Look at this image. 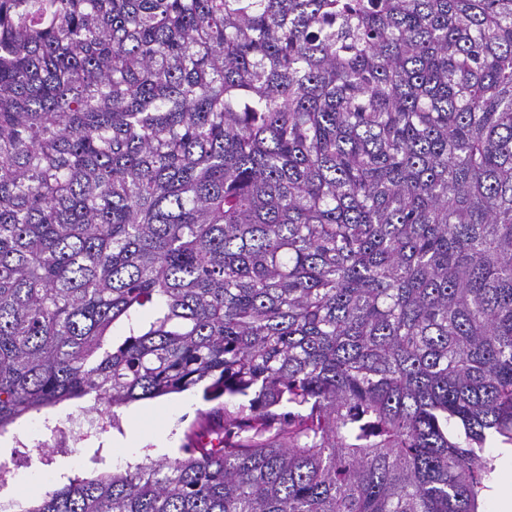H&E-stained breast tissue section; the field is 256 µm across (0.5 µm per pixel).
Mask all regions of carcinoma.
I'll list each match as a JSON object with an SVG mask.
<instances>
[{
    "label": "carcinoma",
    "instance_id": "obj_1",
    "mask_svg": "<svg viewBox=\"0 0 512 512\" xmlns=\"http://www.w3.org/2000/svg\"><path fill=\"white\" fill-rule=\"evenodd\" d=\"M192 389L29 512H481L512 0H0V430Z\"/></svg>",
    "mask_w": 512,
    "mask_h": 512
}]
</instances>
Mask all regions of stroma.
<instances>
[{
    "instance_id": "obj_1",
    "label": "stroma",
    "mask_w": 512,
    "mask_h": 512,
    "mask_svg": "<svg viewBox=\"0 0 512 512\" xmlns=\"http://www.w3.org/2000/svg\"><path fill=\"white\" fill-rule=\"evenodd\" d=\"M89 404L88 399H71L28 413L8 427V435L24 437L23 447L34 448L44 440L42 423L51 424L78 416ZM205 402L198 390L172 393L163 397L135 401L117 408L118 425L104 423L103 427L84 431L72 450L51 455L49 461L33 460L29 470L19 473L6 488L0 489V512H27L39 493L58 486V474L68 470L70 478L91 479L109 472L136 467L149 458H157L155 445L138 448L119 447L129 424H137L144 436H151L159 427H166L171 447L169 456H176L183 444L185 431L196 421Z\"/></svg>"
}]
</instances>
